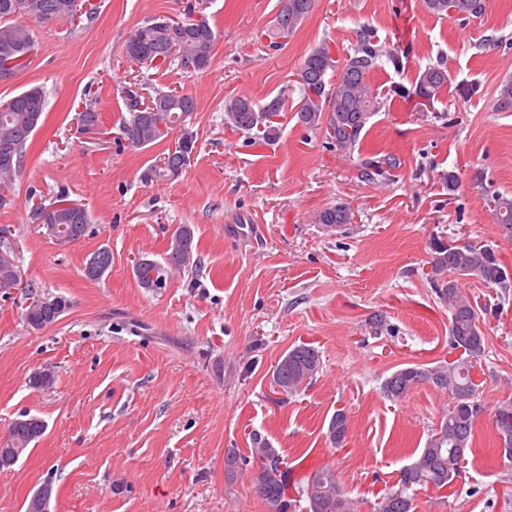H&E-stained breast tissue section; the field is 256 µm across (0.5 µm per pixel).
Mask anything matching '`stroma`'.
Masks as SVG:
<instances>
[{
  "mask_svg": "<svg viewBox=\"0 0 512 512\" xmlns=\"http://www.w3.org/2000/svg\"><path fill=\"white\" fill-rule=\"evenodd\" d=\"M187 0H89L75 20L31 23L36 51L0 99L40 87L45 121L30 138L15 194L0 206V250L23 285L0 292V441L22 416L46 430L11 470L0 471V512H26L51 486L48 512H267L250 471L227 477L228 454L248 455L249 435L265 436L298 481L334 464L347 496L374 501L423 447L447 408L446 392L422 385L393 402L381 384L408 363L451 361L450 314L429 280L433 237L490 245L512 269L487 200L512 196V110L496 107L512 79V0H483L467 20L430 14L423 0H313L285 46L269 49L266 26L280 0H207L217 33L204 71L172 62L135 67L123 55L137 27L179 20ZM402 55L401 69L373 72V85H411L445 63L452 83L434 112L389 100L370 119L353 155L325 144L295 114L302 59L321 41L350 51L363 28ZM152 87L192 94L188 123L198 148L181 177L144 183L141 172L173 139L144 149L121 135L122 90ZM288 89V107L269 143L249 145L224 122L226 97L263 102ZM95 104L102 130L77 131ZM391 153L401 166L371 184L358 161ZM455 172L449 191L443 173ZM66 198L89 216L81 239L57 244L35 210ZM345 204L342 228L316 223ZM180 224L191 225L199 262L173 272L152 293L135 282L134 258L163 261ZM111 269L97 281L84 267L100 247ZM485 306V353L474 373L485 407L478 441L449 499L430 490L416 512H512V459L495 438L494 411L512 397V290L464 282ZM64 296L53 325L30 328V295ZM383 314L394 335H374ZM308 343L323 368L292 395L269 376L284 354ZM48 371L46 388L32 384ZM349 416L346 445L326 437L336 410Z\"/></svg>",
  "mask_w": 512,
  "mask_h": 512,
  "instance_id": "35a3bbf8",
  "label": "stroma"
}]
</instances>
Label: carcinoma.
Listing matches in <instances>:
<instances>
[{
	"mask_svg": "<svg viewBox=\"0 0 512 512\" xmlns=\"http://www.w3.org/2000/svg\"><path fill=\"white\" fill-rule=\"evenodd\" d=\"M313 0H281V6L265 30L268 46L278 49L291 37L308 16ZM456 18L466 19L482 11V0H455ZM77 0H0V58L29 57L34 39L28 26L12 23L14 17H26L36 23L57 19H75ZM142 62L161 55L178 58L181 64L190 61L193 70L204 71L210 66L211 49L216 32L209 22L200 27L180 25L176 21L160 20L138 27ZM389 64L398 70L402 58L398 51L387 50L379 44L374 32L364 29L357 36L352 51L343 57L332 55V47L322 41L302 60L298 71L301 101L296 111L298 121L309 130H324L326 143L343 156H351L369 119L385 103L394 98L413 99L419 111L425 112L439 100L452 78L447 66L440 62L428 66L411 86L392 85L383 90L374 86L370 74ZM336 77V85L327 88L329 77ZM125 115L121 117L122 133L127 144L134 149L155 145L169 134L176 133L174 148L157 156L141 173L146 183L174 181L197 149V134L186 124V118L196 110L193 96L176 89L155 90L152 106L141 110L138 92L129 85L123 90ZM288 103V90L280 91L263 104L246 96H233L225 100L224 112L230 128L251 135L253 145L266 142L277 134V118ZM45 108L43 92L33 87L0 103V141L16 142L18 163H23L26 144L40 127L33 122L34 112ZM400 159L393 154L374 155L361 161V176L371 182L390 175L398 169ZM503 235L512 237V198L495 195L489 199ZM349 207L340 204L321 210L316 222L339 228L350 223ZM90 218L86 209L73 213L68 210L48 214L43 223L57 226L55 237L63 243L82 238ZM432 257L428 277L439 300L448 307L450 323L449 344L462 356L434 366L409 365L391 373L382 382V393L390 400L406 397L414 388L428 384L448 393L450 406L440 422L431 430L423 447L416 450L413 460L400 470V478L385 490L370 512H415L418 491L450 488L461 477L462 465L473 449L476 422L483 412L479 401L478 384L471 376L472 369L484 353V332L481 326V308L462 288L459 279H468L488 289L505 292L512 288L509 269L501 264L493 248L486 244L466 240H445L435 237L430 242ZM194 230L188 224L175 229L165 263L151 261L133 265L137 285L147 291H156L166 281L155 282L150 272L162 275L167 269L189 268L194 258ZM93 256L100 259L98 269L85 270L91 280H98L112 267V252L106 247L97 249ZM21 284L14 259L9 251L0 252V291L8 292ZM62 296L47 297L41 302L32 298L24 319L27 325L40 330L57 322L68 309ZM322 369L320 352L309 344L289 350L276 364L271 384L286 394H293L311 383ZM494 424L506 457L512 459V399L499 403L495 409ZM349 417L343 410L336 411L329 420L327 437L334 448L345 446ZM45 431V423L38 417L23 419L12 426L10 440L15 447L26 452ZM250 455H235L226 459L227 471L238 465L254 470L252 481L255 493L270 512H296L297 500L287 496L288 461L264 437L254 433L250 437ZM299 496L308 500V512H360L357 503L342 489L336 471L323 466L311 473L307 484L299 488Z\"/></svg>",
	"mask_w": 512,
	"mask_h": 512,
	"instance_id": "1",
	"label": "carcinoma"
}]
</instances>
